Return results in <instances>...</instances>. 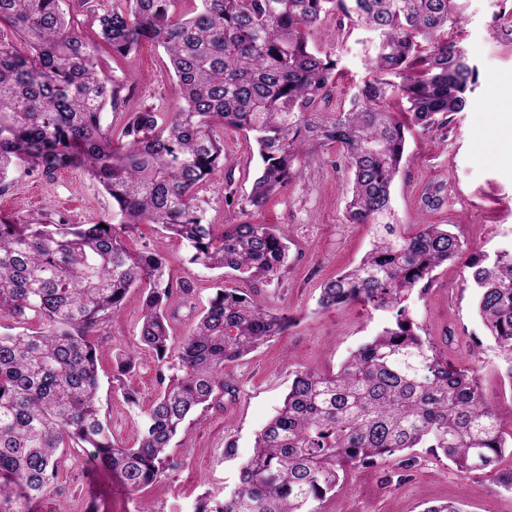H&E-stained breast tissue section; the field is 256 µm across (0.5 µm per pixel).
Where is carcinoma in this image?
Returning a JSON list of instances; mask_svg holds the SVG:
<instances>
[{
	"instance_id": "carcinoma-1",
	"label": "carcinoma",
	"mask_w": 512,
	"mask_h": 512,
	"mask_svg": "<svg viewBox=\"0 0 512 512\" xmlns=\"http://www.w3.org/2000/svg\"><path fill=\"white\" fill-rule=\"evenodd\" d=\"M63 0H0V193L21 163L50 177L86 169L112 198V221L37 224L0 220V314L42 327L0 334V512H30L68 450H80L139 492L178 468L171 442L220 394L224 362L284 335L293 318L268 307L261 288L288 262L284 231L207 222L196 189L224 168V128L251 136L259 166L246 204L261 209L329 145L350 170L353 224L374 228L371 249L321 288L325 310L351 302L390 315L389 325L332 374L300 371L256 436L239 481L194 512H320L347 468L417 463L415 448L482 472L512 491L503 421L480 387L478 368L439 359L416 331L407 302L440 265L465 251L460 236L420 222H393L391 188L406 133L462 111L478 72L464 49L438 36L459 22L454 0H108L87 6L86 37ZM341 15L378 34L376 76L350 106L324 112L337 60L309 50L312 31ZM29 52L21 53L13 38ZM433 42L422 55L419 39ZM143 41L167 54L178 107L126 115L122 137L103 123L120 84L99 67L101 44L125 56ZM396 75L401 82L387 79ZM404 102L403 117L390 100ZM157 224L181 240L187 261L229 270L250 290L215 288L194 329L172 342L173 276L156 252H132L123 236ZM476 309L512 380V248L469 264ZM137 296L140 345L161 365L160 390L132 445L117 442L99 406L93 333Z\"/></svg>"
}]
</instances>
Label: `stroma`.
Returning <instances> with one entry per match:
<instances>
[{
	"label": "stroma",
	"mask_w": 512,
	"mask_h": 512,
	"mask_svg": "<svg viewBox=\"0 0 512 512\" xmlns=\"http://www.w3.org/2000/svg\"><path fill=\"white\" fill-rule=\"evenodd\" d=\"M458 24L443 36L458 43L479 73L463 111L443 117L430 129L412 128L407 135L408 159L393 190L399 224L418 221L445 224L470 249L487 254L512 246V154L504 150L500 132L512 129V30L504 15H512V0H456ZM336 17L314 30L316 48H335L338 74L328 108L348 107L358 86L373 77L368 59L374 38L362 29L339 37ZM104 73L122 87L119 109L106 110L105 122L120 133L127 113L146 107L160 112L176 105L175 81L162 48L145 42L126 57L105 50L100 54ZM253 141L236 129L224 130V167L197 190L200 205L211 223L249 221L273 224L288 236V264L278 281L263 288L268 306L291 315L295 323L285 336L260 347L245 359L224 365V378L236 391L219 405L186 424L175 438L171 455L178 470L136 493L128 491L111 471L87 455H66L53 484L34 512H192L204 494H223L238 478L239 466L253 451L256 435L280 406L296 372H332L385 321L383 312L360 303L331 310L317 300L323 282L351 267L370 249L372 230L346 219L349 172L340 147H330L304 164L299 176L273 195L262 209L245 204L255 172ZM15 186L0 196V218L35 223L44 214L73 224H93L112 216V201L96 180L81 168L46 178L13 168ZM440 187L441 202L430 208L424 197ZM130 251L150 250L164 255L173 281L193 290L195 309H203L216 282L239 287V280H218L216 272L187 262V249L154 224H141L126 236ZM468 256L443 264L432 281L409 300L418 332L440 358L454 365L473 364L479 370L488 401L503 417H512V380L475 311ZM141 312L130 301L122 313L97 331L100 408L120 442H130L145 411L159 391V364L138 346ZM134 356L122 384L112 381L119 354ZM133 390L136 405L123 398ZM461 501L464 512H512V492L498 489L486 475L461 476L446 459L419 449L412 469L399 470L378 460L352 468L341 487L327 497L322 512H423L425 506Z\"/></svg>",
	"instance_id": "obj_1"
}]
</instances>
